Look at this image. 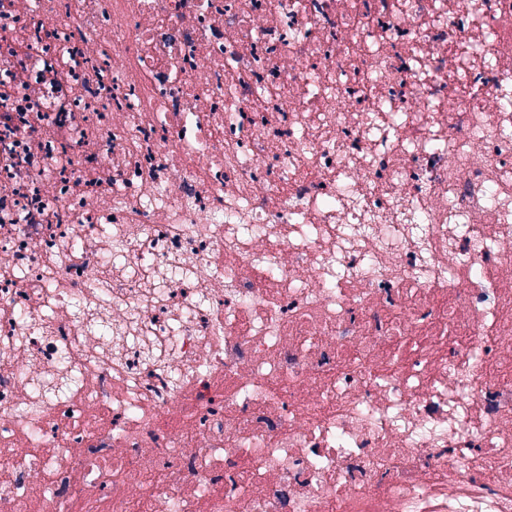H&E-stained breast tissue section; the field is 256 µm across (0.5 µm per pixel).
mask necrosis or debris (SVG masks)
I'll return each mask as SVG.
<instances>
[{
    "instance_id": "4bbe7bcc",
    "label": "necrosis or debris",
    "mask_w": 512,
    "mask_h": 512,
    "mask_svg": "<svg viewBox=\"0 0 512 512\" xmlns=\"http://www.w3.org/2000/svg\"><path fill=\"white\" fill-rule=\"evenodd\" d=\"M0 512H512V0H0Z\"/></svg>"
}]
</instances>
